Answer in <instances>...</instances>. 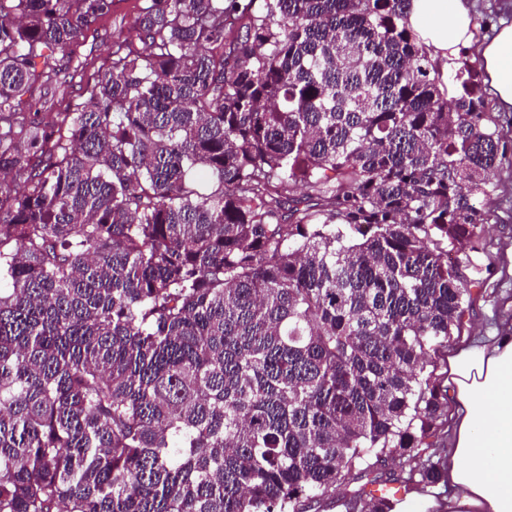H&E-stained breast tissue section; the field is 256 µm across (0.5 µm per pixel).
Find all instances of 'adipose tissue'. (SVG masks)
<instances>
[{"label":"adipose tissue","instance_id":"1","mask_svg":"<svg viewBox=\"0 0 512 512\" xmlns=\"http://www.w3.org/2000/svg\"><path fill=\"white\" fill-rule=\"evenodd\" d=\"M407 24L440 65L474 49L501 110L512 112V19L474 44V16L465 0H410ZM447 497L417 491L395 512H512V325L448 354Z\"/></svg>","mask_w":512,"mask_h":512}]
</instances>
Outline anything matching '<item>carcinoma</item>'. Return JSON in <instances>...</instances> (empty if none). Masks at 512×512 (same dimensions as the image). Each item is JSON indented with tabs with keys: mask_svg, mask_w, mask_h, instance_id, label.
I'll return each instance as SVG.
<instances>
[{
	"mask_svg": "<svg viewBox=\"0 0 512 512\" xmlns=\"http://www.w3.org/2000/svg\"><path fill=\"white\" fill-rule=\"evenodd\" d=\"M409 0H0V512H353L448 424L501 136ZM411 465L386 476L388 462ZM143 3V0H113L112 15L100 23L98 31L88 32L86 37L81 38L77 50L83 56H87L93 64L84 71H68L66 79L72 85V90L78 89L79 85L91 75H97L99 68L101 71L108 49L112 47V37L119 34L121 30L127 33L128 22Z\"/></svg>",
	"mask_w": 512,
	"mask_h": 512,
	"instance_id": "obj_1",
	"label": "carcinoma"
}]
</instances>
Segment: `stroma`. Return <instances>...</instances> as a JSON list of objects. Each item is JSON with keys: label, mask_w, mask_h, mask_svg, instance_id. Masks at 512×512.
I'll return each instance as SVG.
<instances>
[{"label": "stroma", "mask_w": 512, "mask_h": 512, "mask_svg": "<svg viewBox=\"0 0 512 512\" xmlns=\"http://www.w3.org/2000/svg\"><path fill=\"white\" fill-rule=\"evenodd\" d=\"M142 4L143 0H113L109 18L80 40L78 51L87 56L90 64L86 69L68 72L72 87H79L98 72L113 36L127 30ZM484 99L491 125L499 131L507 153L489 182L487 197L481 200L485 212L478 239L481 285L473 290L461 336L452 342L456 348L492 334L502 322H512V112L499 111L492 94H485Z\"/></svg>", "instance_id": "stroma-1"}]
</instances>
